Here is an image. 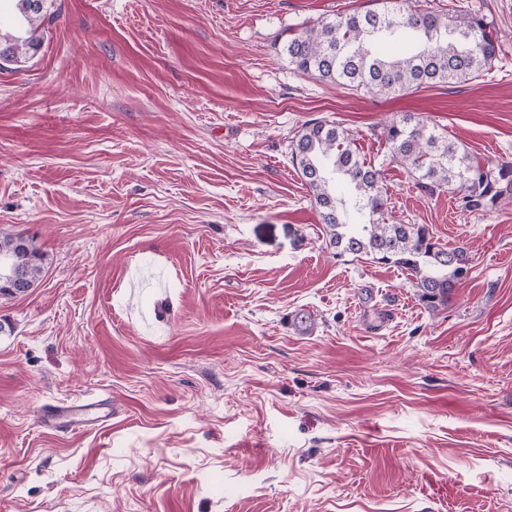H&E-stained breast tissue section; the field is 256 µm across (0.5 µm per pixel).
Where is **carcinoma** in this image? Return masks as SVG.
Segmentation results:
<instances>
[{
	"label": "carcinoma",
	"mask_w": 512,
	"mask_h": 512,
	"mask_svg": "<svg viewBox=\"0 0 512 512\" xmlns=\"http://www.w3.org/2000/svg\"><path fill=\"white\" fill-rule=\"evenodd\" d=\"M370 2L372 8L362 13L339 14L288 39L286 51L295 69L375 94L469 81L492 69L497 36L483 18L425 12L414 0ZM45 3L15 0L27 28L23 38L0 33V53H6L0 69L19 62L22 49L38 51L41 40L35 32L45 18ZM383 41L397 44L398 53L381 54ZM380 136L423 191L452 190L463 212L493 210L512 195V163H483L434 125L402 116L384 125ZM290 160L338 254L365 256L406 272L430 311L448 304L469 263L466 249L439 243L426 224L387 223L380 171L361 158L347 130L324 120L306 123L297 132ZM0 261L25 273L27 284H39L43 254L32 238L1 234Z\"/></svg>",
	"instance_id": "1"
}]
</instances>
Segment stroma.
Here are the masks:
<instances>
[{
    "instance_id": "stroma-1",
    "label": "stroma",
    "mask_w": 512,
    "mask_h": 512,
    "mask_svg": "<svg viewBox=\"0 0 512 512\" xmlns=\"http://www.w3.org/2000/svg\"><path fill=\"white\" fill-rule=\"evenodd\" d=\"M420 6L483 16L493 69L376 96L289 63L368 0H48L0 69V233L45 258L0 297V512H512V198L461 211L377 134L409 114L512 163V0ZM315 119L397 223L466 249L446 307L330 247L289 160ZM100 400L115 418L42 421Z\"/></svg>"
}]
</instances>
